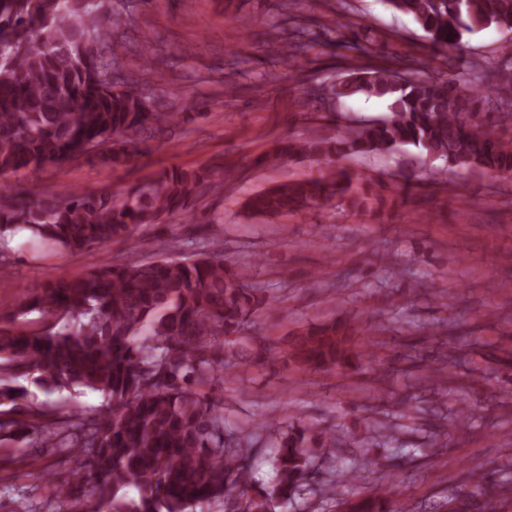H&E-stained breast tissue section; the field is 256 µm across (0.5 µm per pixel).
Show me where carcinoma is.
I'll return each instance as SVG.
<instances>
[{"label": "carcinoma", "mask_w": 512, "mask_h": 512, "mask_svg": "<svg viewBox=\"0 0 512 512\" xmlns=\"http://www.w3.org/2000/svg\"><path fill=\"white\" fill-rule=\"evenodd\" d=\"M412 17L436 48L453 60L463 36L494 26L512 31V0H387ZM121 13L91 0H0V34L21 37L3 44L0 56V236L17 229L54 253L82 254L129 240L144 224L181 217L195 223L191 200L206 185L204 168H171L123 193L106 189L59 194L17 192L8 176L61 167L91 153L127 163L147 150L143 135L162 134L186 119L140 90L162 84L144 64L112 79L123 44L112 34ZM300 28L282 54L311 48ZM503 63L477 69L468 91L459 88L455 65L437 73L389 65L360 66L327 86L335 99H383L389 116L352 126L338 136L286 140L261 162L274 166L295 157L324 163L320 177L288 181L250 196L253 215H297L338 199L358 213L394 203L383 185L364 183L336 162L352 155L389 152L410 145L449 167L512 177V44ZM266 305L244 269L219 253L145 260L127 256L88 271L45 280L11 309L0 308V440H29L80 458L75 481L56 487L59 499L87 512H195L218 505L222 512H277L314 489L337 496L336 485L315 479V460L336 459V432L311 435L302 424L279 432L274 477L256 486L249 464L259 434L248 426H224V400L206 392L224 372L216 342L230 343L248 318ZM39 315L41 326L26 328ZM333 320L288 340V356L306 368L343 365L355 332ZM26 378L46 389L89 388L106 407L48 414L17 385ZM133 486L137 496L125 488ZM472 496L484 512H498L506 498L486 475L474 473ZM352 512H400L391 496L344 500Z\"/></svg>", "instance_id": "cac0c4a2"}]
</instances>
